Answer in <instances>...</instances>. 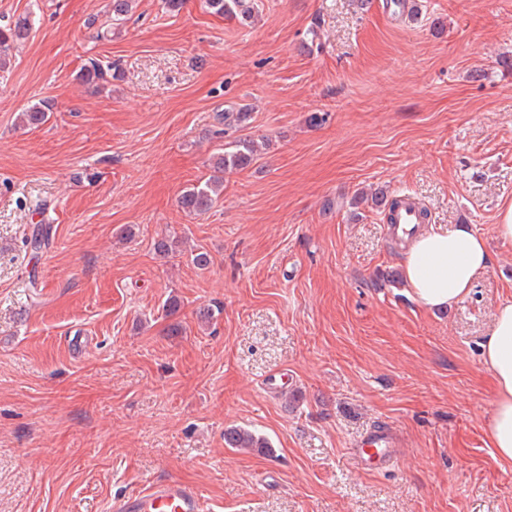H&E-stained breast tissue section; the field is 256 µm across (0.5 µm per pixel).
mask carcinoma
Masks as SVG:
<instances>
[{
    "label": "carcinoma",
    "instance_id": "cac0c4a2",
    "mask_svg": "<svg viewBox=\"0 0 512 512\" xmlns=\"http://www.w3.org/2000/svg\"><path fill=\"white\" fill-rule=\"evenodd\" d=\"M210 13L236 19L242 24L254 21L255 9L252 0H204ZM135 8V0H110L112 19L121 20ZM30 29L29 19L23 17L9 27H0V68L10 62L13 45L26 38ZM119 68L115 64L103 66L95 60L84 65L79 79L88 86H97L110 78L118 76ZM53 106L48 101L34 105L19 115V122L24 126L37 127L48 119V112ZM251 113L241 107L237 111L226 110L219 114L224 125L245 127L249 124ZM265 143L251 139H241L234 143L233 150L219 154L212 159L215 175L185 188L178 198L180 208L193 215L209 211L224 192V174L248 168L255 160ZM224 443L230 448L257 450L261 453L271 452L267 438L244 428L230 427L224 430Z\"/></svg>",
    "mask_w": 512,
    "mask_h": 512
}]
</instances>
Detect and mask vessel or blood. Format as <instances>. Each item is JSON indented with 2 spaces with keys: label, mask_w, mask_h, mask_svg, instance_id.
Returning <instances> with one entry per match:
<instances>
[{
  "label": "vessel or blood",
  "mask_w": 512,
  "mask_h": 512,
  "mask_svg": "<svg viewBox=\"0 0 512 512\" xmlns=\"http://www.w3.org/2000/svg\"><path fill=\"white\" fill-rule=\"evenodd\" d=\"M419 222V207L410 200L396 211L390 231L397 237L408 233ZM395 447V436L377 427L362 440L354 459L360 467L379 468L393 461ZM112 509L113 512H202L199 492L174 480L150 483L141 493L114 503Z\"/></svg>",
  "instance_id": "vessel-or-blood-1"
}]
</instances>
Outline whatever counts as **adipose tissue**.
I'll return each mask as SVG.
<instances>
[{"label":"adipose tissue","mask_w":512,"mask_h":512,"mask_svg":"<svg viewBox=\"0 0 512 512\" xmlns=\"http://www.w3.org/2000/svg\"><path fill=\"white\" fill-rule=\"evenodd\" d=\"M491 255L485 239L467 225L424 231L405 251L404 274L414 300L443 310L467 296L485 275ZM482 362L493 387L488 432L497 456L512 461V299L501 301L481 344Z\"/></svg>","instance_id":"ef3b65f1"}]
</instances>
